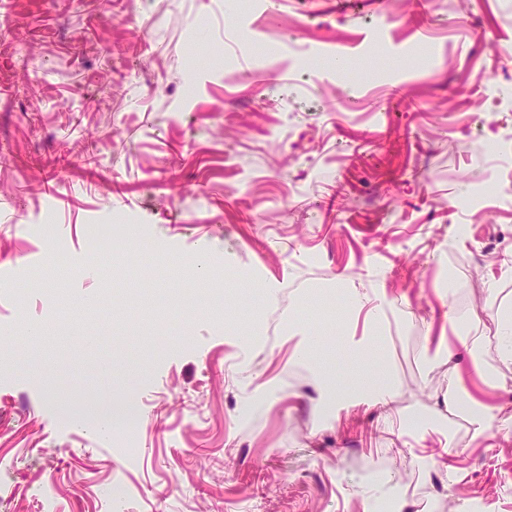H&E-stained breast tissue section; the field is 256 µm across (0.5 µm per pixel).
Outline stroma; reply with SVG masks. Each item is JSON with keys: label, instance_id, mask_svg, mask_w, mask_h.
Returning a JSON list of instances; mask_svg holds the SVG:
<instances>
[{"label": "stroma", "instance_id": "35a3bbf8", "mask_svg": "<svg viewBox=\"0 0 512 512\" xmlns=\"http://www.w3.org/2000/svg\"><path fill=\"white\" fill-rule=\"evenodd\" d=\"M491 302L512 0H0V512L118 480L125 512H512V425L475 437L423 359L462 329L463 386L512 404ZM351 336L388 406L324 405ZM117 389L133 462L76 415ZM123 403L128 404L129 411L126 414L121 406L115 411L119 424L112 429V442L117 448H124L128 453L133 454L138 446V429L141 420L140 405L138 402L128 403L127 400L115 405Z\"/></svg>", "mask_w": 512, "mask_h": 512}]
</instances>
